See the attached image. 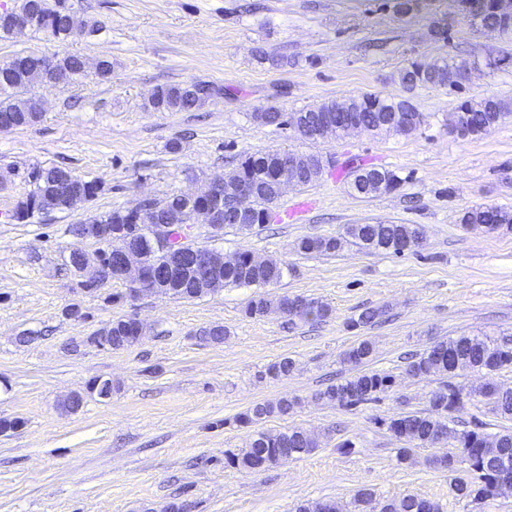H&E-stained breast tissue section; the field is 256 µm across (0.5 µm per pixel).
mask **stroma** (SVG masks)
I'll return each mask as SVG.
<instances>
[{
	"mask_svg": "<svg viewBox=\"0 0 512 512\" xmlns=\"http://www.w3.org/2000/svg\"><path fill=\"white\" fill-rule=\"evenodd\" d=\"M78 15L100 26L67 43L24 32L0 38V63L20 54L71 53L112 64L110 79L87 71L64 85L39 87V122L0 131V418L20 427L0 433V512H164L172 501L186 512H294L297 503L349 504L363 487L378 498L415 494L443 512H462L449 493L439 448L396 459L399 441L380 419L427 408L440 379L414 377L406 356L438 340L467 334L512 335V233L468 229L461 214L476 206L512 209V120L461 140L448 121L461 97L512 101V39L472 28L455 0H71ZM447 28V41L433 27ZM261 47L270 61L253 56ZM466 60L462 92L422 88L414 102L428 124L401 134L365 131L315 142L292 129L254 122L268 107L295 112L365 93L397 97V74L411 59ZM497 58L488 67V58ZM201 80L222 93L194 112H158L160 84ZM178 151H170V143ZM278 149L332 161L307 188H287L269 224L243 232L204 223L185 230L187 243L224 255L245 248L279 258L288 270L267 287L272 296L301 294L327 303L318 324H290L272 313L250 318L249 287H227L198 300L146 293L126 298V282L89 288L66 266L78 241L71 225L143 200L201 191L232 172L245 152ZM372 163L400 179L390 193L350 195L352 164ZM59 166L100 182L90 203L30 223L13 214L31 186L33 165ZM381 221L423 227L422 247L395 256L349 244L333 255L294 252L308 235L334 236L349 224ZM79 307V320L67 316ZM366 307H382L387 322L351 327ZM146 327L123 350L86 344L87 336L121 316ZM219 324V344L200 329ZM367 339V367L392 375L380 399L355 410L315 401L329 382L353 375L344 353ZM296 363L285 380L268 366ZM97 378L112 380L111 398L88 393ZM482 377H457L465 405L456 428L479 418L487 433L512 430L473 393ZM81 408L65 412L71 394ZM299 399L294 412L262 428H302L318 441L309 455L260 472L227 465L245 448L252 427L237 418L255 403ZM352 442L344 450L343 442Z\"/></svg>",
	"mask_w": 512,
	"mask_h": 512,
	"instance_id": "obj_1",
	"label": "stroma"
}]
</instances>
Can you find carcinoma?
I'll use <instances>...</instances> for the list:
<instances>
[{
	"label": "carcinoma",
	"mask_w": 512,
	"mask_h": 512,
	"mask_svg": "<svg viewBox=\"0 0 512 512\" xmlns=\"http://www.w3.org/2000/svg\"><path fill=\"white\" fill-rule=\"evenodd\" d=\"M477 9L487 21H493L503 34L512 33V16L494 13L493 0H478ZM28 18V31L43 35L49 41L65 43L85 30H92L96 23H88L68 12L67 0H20L13 9L0 12V37L14 34L13 19ZM42 56L19 55L11 68L0 70V115H7L16 128L31 125L41 116V100L35 88L46 84L41 67ZM55 64L68 80L74 81L86 72L85 59L70 53L55 54ZM461 62L446 57L431 63L411 61L398 74L404 95L387 97L379 93H365L344 103L338 110L334 101L302 109L298 112H282L274 107L254 113L256 121L268 126H288L303 140H309L306 132L313 127L321 129L322 138L343 136V129L356 125L367 132L398 131L399 118L411 115L415 118L413 129L427 123L428 116L413 103L414 91L423 87L457 88L460 86ZM219 95V90L205 81H183L156 86L151 105L160 112H192L210 99ZM456 111L467 123L471 138L482 135L487 129L498 125L512 115V102L495 95L481 99L465 98L456 106ZM293 162L288 170V179L297 187H309L323 175L330 161L318 154L288 153ZM281 152L268 150L246 154L238 167L226 176L228 183L246 180L253 184L254 192L247 206L234 197L221 200L217 229L235 226L240 231L262 227L270 221L271 207L281 197L278 173ZM66 169L52 166H35L28 173L31 190L25 199L18 202L14 218L25 222L49 212H66L75 204L65 196L63 174ZM400 184L397 175L388 169L374 165L357 164L352 167L347 186L350 194L361 198H373L387 194ZM153 211L158 218L179 219L174 225L170 239L178 241L179 229L188 220L190 201L182 193H173L161 202L147 200L132 209L115 208L100 216L87 220L89 224L112 225V237L126 246L137 249L144 255L148 269L155 272L166 262L165 246L151 239L145 222L138 216L141 209ZM465 227L480 226L487 233L512 231V210L498 206H479L466 210L460 217ZM424 232L415 224L365 223L349 224L345 234L339 236H304L293 244L301 254L329 255L340 251L351 241L371 251H385L401 255L422 244ZM285 265L276 258L259 261L253 254L242 249L233 260L224 263L217 273L219 285L254 286L265 288L281 281ZM202 274L194 268L183 271L173 284L166 285L159 293L183 300L200 299L215 292L213 288H201L198 280ZM278 311L290 322H320L330 318L333 309L326 303L304 295H282L267 297L258 294L248 303L245 314L262 317ZM385 316L381 307H368L351 320L354 327L373 325ZM104 339L98 342L102 348L121 350L133 345L128 321L117 318L101 331ZM373 354L372 343L363 339L344 353L343 361L356 368L353 376L331 384L315 394V399L353 409L373 401L386 392L394 383L393 376L382 371L367 370L365 364ZM512 365V338H491L474 334L461 335L449 340L434 342L423 354L407 365L408 374L414 377L442 375L447 381L428 400V408L421 411H406L397 414L382 424L404 444L398 449L397 461L408 460L415 448L442 444L454 440L451 451L461 456L464 469H448L452 473L449 492L453 500L467 508L496 496L494 483L505 468H512V431L495 435L484 432L483 424L473 423L462 431L448 428L446 419L462 408V394L452 382L467 372L488 376ZM295 362L289 357L269 365L267 372L275 380L290 377ZM499 416L512 419V388L487 381L475 388ZM299 404L296 399L286 398L257 403L240 414L237 422L242 426L255 424L273 414L285 416ZM317 448L316 439L305 430L293 427L261 429L252 435L247 448L228 457V463L241 469L261 471L283 460L298 459L311 454ZM355 512H441L438 502L409 494L399 498L381 500L369 488H361L354 496ZM295 512H342L333 501L301 503Z\"/></svg>",
	"instance_id": "cac0c4a2"
}]
</instances>
